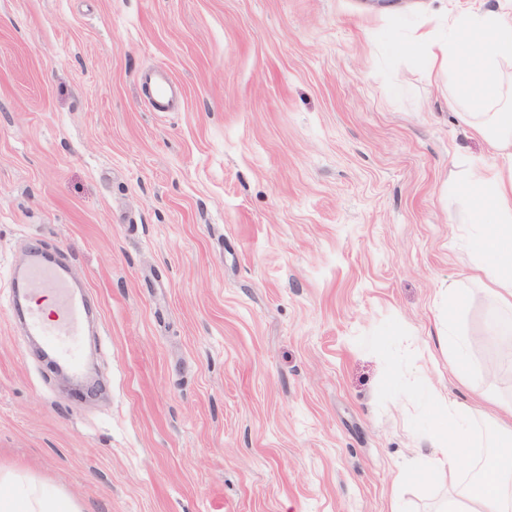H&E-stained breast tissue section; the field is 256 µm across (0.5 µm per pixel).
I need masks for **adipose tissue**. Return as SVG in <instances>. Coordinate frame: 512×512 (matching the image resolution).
I'll return each mask as SVG.
<instances>
[{
	"label": "adipose tissue",
	"instance_id": "1",
	"mask_svg": "<svg viewBox=\"0 0 512 512\" xmlns=\"http://www.w3.org/2000/svg\"><path fill=\"white\" fill-rule=\"evenodd\" d=\"M442 40H430L433 69L449 74L458 115L473 136L486 142L490 161L466 165L457 194L470 208L469 241L477 273L494 295L488 331L500 328L501 310H512V82L504 64H512V10L466 12L450 22ZM448 297V353L459 379L468 373L469 339L455 326L470 297L451 287ZM488 421L479 411L433 395L437 420L429 448L420 453L422 469L442 478L451 491L438 512H512V403ZM487 449L476 457V449ZM0 512H82L71 498L37 483L0 479Z\"/></svg>",
	"mask_w": 512,
	"mask_h": 512
}]
</instances>
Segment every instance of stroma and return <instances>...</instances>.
<instances>
[{
    "label": "stroma",
    "mask_w": 512,
    "mask_h": 512,
    "mask_svg": "<svg viewBox=\"0 0 512 512\" xmlns=\"http://www.w3.org/2000/svg\"><path fill=\"white\" fill-rule=\"evenodd\" d=\"M510 7L0 0V472L83 512H435L430 390L512 399V364L452 194L486 146L415 39ZM156 67L179 111L144 103ZM32 245L95 299L98 397L10 316ZM446 294L448 297V342L450 344L448 353L457 376L464 383L468 373L467 347L469 338L465 334H461L453 325L458 314L468 307L470 297L463 289L455 287H448Z\"/></svg>",
    "instance_id": "obj_1"
}]
</instances>
